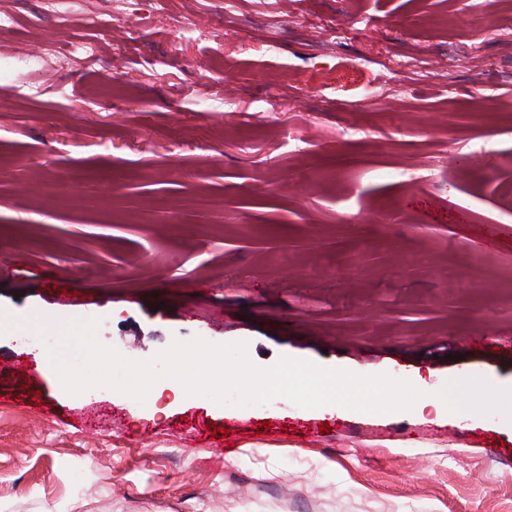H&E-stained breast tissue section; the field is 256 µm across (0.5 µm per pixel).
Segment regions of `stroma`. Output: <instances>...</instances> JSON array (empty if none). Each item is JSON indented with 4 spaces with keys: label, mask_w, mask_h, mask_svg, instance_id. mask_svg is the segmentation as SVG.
I'll return each instance as SVG.
<instances>
[{
    "label": "stroma",
    "mask_w": 512,
    "mask_h": 512,
    "mask_svg": "<svg viewBox=\"0 0 512 512\" xmlns=\"http://www.w3.org/2000/svg\"><path fill=\"white\" fill-rule=\"evenodd\" d=\"M34 8L0 0V49L44 51L0 81V322H26L0 336V512H512V414L161 415L67 394L27 325L98 317L137 360L200 337L262 368L512 390V5L480 28L473 0ZM89 17L93 58L60 70L46 45Z\"/></svg>",
    "instance_id": "obj_1"
}]
</instances>
